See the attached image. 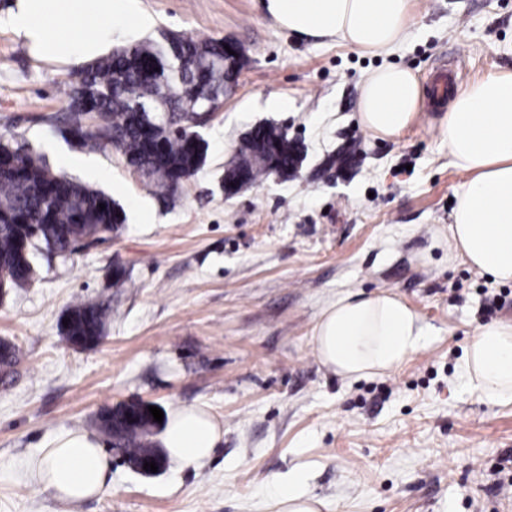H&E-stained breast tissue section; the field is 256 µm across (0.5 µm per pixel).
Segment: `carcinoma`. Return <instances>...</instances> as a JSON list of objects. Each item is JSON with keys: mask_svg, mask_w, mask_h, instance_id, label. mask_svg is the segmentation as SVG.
<instances>
[{"mask_svg": "<svg viewBox=\"0 0 512 512\" xmlns=\"http://www.w3.org/2000/svg\"><path fill=\"white\" fill-rule=\"evenodd\" d=\"M224 57V40H195L169 33L146 38L112 51L78 69L65 85L67 114L83 144L93 149L114 148L159 197L167 199L179 185L170 180L173 169L187 178L201 168L206 148L189 127L197 107L198 73ZM153 125L162 142L160 155L147 153L143 124ZM0 153L16 155L25 171L0 178V203L16 209L24 224L0 223V280L5 288H25L33 280L35 254L48 258L72 255L107 238L125 223L120 204L110 195L56 173L24 144L13 145L0 134ZM300 149L275 125L256 128L241 144L237 157L224 169V191L236 193L270 175L286 177L297 169ZM105 209H99V205ZM112 316L107 302H77L68 310V342L85 349L104 338ZM19 361V350L0 339V381H6ZM97 427L126 461L159 453L149 440L157 422L142 402H120L104 409Z\"/></svg>", "mask_w": 512, "mask_h": 512, "instance_id": "obj_1", "label": "carcinoma"}]
</instances>
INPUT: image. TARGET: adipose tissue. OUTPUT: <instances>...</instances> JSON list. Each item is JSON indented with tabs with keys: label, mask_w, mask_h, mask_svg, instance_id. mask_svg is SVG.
Here are the masks:
<instances>
[{
	"label": "adipose tissue",
	"mask_w": 512,
	"mask_h": 512,
	"mask_svg": "<svg viewBox=\"0 0 512 512\" xmlns=\"http://www.w3.org/2000/svg\"><path fill=\"white\" fill-rule=\"evenodd\" d=\"M265 14L300 38H335L365 52L393 50L411 18V0H261ZM5 23L36 59L81 67L105 55L116 28L146 31L154 19L140 0H13ZM421 99L416 75L382 66L363 81L361 124L385 137L401 134ZM452 165L465 173L448 226L449 254L495 280L512 281V72L470 84L452 100L442 121ZM417 315L395 292L348 294L325 308L312 330L318 360L344 379L384 375L424 342ZM467 385L483 404H512V322L477 329L464 361ZM223 437L205 411L175 409L162 434L169 458L206 462ZM110 463L94 434L64 430L30 464L37 483L65 503L105 493ZM304 472L289 473L276 512H321Z\"/></svg>",
	"instance_id": "adipose-tissue-1"
}]
</instances>
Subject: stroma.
I'll return each instance as SVG.
<instances>
[{
    "label": "stroma",
    "instance_id": "1",
    "mask_svg": "<svg viewBox=\"0 0 512 512\" xmlns=\"http://www.w3.org/2000/svg\"><path fill=\"white\" fill-rule=\"evenodd\" d=\"M141 6L156 31L230 39L246 57L199 129L204 165L167 200L115 149H82L63 133L72 67L34 59L0 27V132L126 213L106 241L0 295V339L20 349L0 384V512H268L296 469L322 512H512V476L495 469L512 456V405L478 402L460 373L474 331L512 320V283L448 256L463 180L440 129L448 104L421 100L397 137L366 131L357 111L363 79L384 65L423 83L454 58L461 89L512 71V0H412L389 54L290 35L260 0ZM266 123L300 146L297 173L225 193V164ZM119 269L123 288L112 285ZM383 290L417 313L425 345L391 373L341 379L316 359L312 329L345 293ZM499 295L504 307L486 313ZM100 301L112 305L102 342L69 346L66 309ZM132 399L202 409L224 438L203 465L172 462L152 477L108 449L109 491L74 505L31 479L29 462L59 431L92 428L101 409Z\"/></svg>",
    "mask_w": 512,
    "mask_h": 512
}]
</instances>
